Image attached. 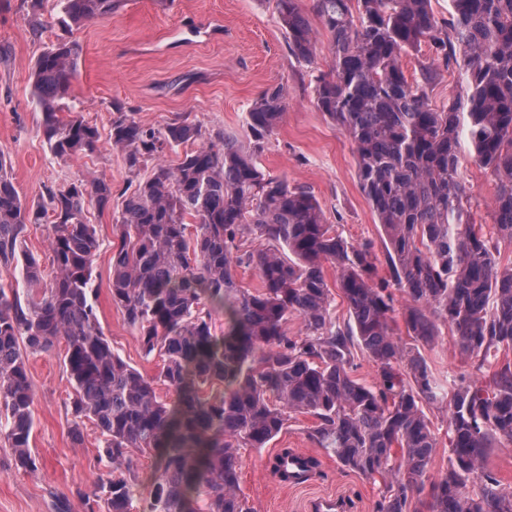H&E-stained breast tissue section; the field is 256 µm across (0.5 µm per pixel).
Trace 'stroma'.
Listing matches in <instances>:
<instances>
[{
    "label": "stroma",
    "instance_id": "obj_1",
    "mask_svg": "<svg viewBox=\"0 0 512 512\" xmlns=\"http://www.w3.org/2000/svg\"><path fill=\"white\" fill-rule=\"evenodd\" d=\"M23 0H0V150L11 165L13 183L28 205H36L44 186L103 178L120 193L129 174L123 156L102 143L92 157L59 158L50 150L43 115L28 80L40 51L63 38L80 51L71 97L86 121L108 136L114 107L148 128H160L181 114L200 121L208 133L245 136L246 112L267 87H283L288 108L283 121L258 155L266 172L308 187L328 223L350 242H370L380 275H387L384 231L358 186L355 150L314 103V79L333 65L332 39L311 18L315 47L311 62L288 47L276 0H119L112 15L72 28L59 23L58 0H44L43 27L32 33L23 19ZM465 205L485 233L493 231L492 201L497 180L473 163L462 169ZM113 207L89 206L97 229L98 318L121 357L148 375H157L160 357H145L137 332L125 322L110 295ZM433 346L421 347L431 372L448 381L460 372L475 374L477 358L461 354L449 326H441ZM62 346L29 356L35 393L31 447L40 465L27 473L14 466L12 450L0 442V512H52V499L67 496L73 512H84V495L106 476L98 456L102 445L92 423L82 427L81 443L71 436L67 403L72 392ZM315 420L293 416L272 447L241 451L240 488L254 512H306L310 498L335 494L349 512H376L383 484L341 466L308 437ZM301 448L319 462L310 483L287 489L274 474L272 448Z\"/></svg>",
    "mask_w": 512,
    "mask_h": 512
}]
</instances>
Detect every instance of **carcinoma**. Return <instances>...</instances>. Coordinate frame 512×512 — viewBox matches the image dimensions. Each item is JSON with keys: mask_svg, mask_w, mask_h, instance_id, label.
<instances>
[{"mask_svg": "<svg viewBox=\"0 0 512 512\" xmlns=\"http://www.w3.org/2000/svg\"><path fill=\"white\" fill-rule=\"evenodd\" d=\"M449 2L441 23L431 0H311L334 47L331 72L314 80L315 103L355 147L361 191L385 234L388 279L372 243L348 242L307 187L258 166L287 110L282 87L253 100L246 146L220 132L204 136L187 115L156 130L118 112L109 141L134 182L115 218L111 297L144 355L162 358L153 377L120 356L97 315L99 239L85 209L109 206L112 184H54L29 207L0 151V266L19 269L26 286L0 283V440L17 469L34 473L39 464L27 355L62 341L72 432L80 438L90 420L103 437L107 475L86 512H134L136 452L156 466L142 512H254L240 491V450L265 447L297 413L317 419L309 438L344 467L384 479L377 512H512V492L484 468L491 449L512 444V361L485 366L512 349V267L497 257L500 241L512 242V0ZM41 3L27 4L35 33ZM116 3L64 0L61 23L105 19ZM277 9L293 54L312 61L300 0H277ZM424 44L430 61L410 81L403 57ZM78 59L62 39L31 74L59 157L101 148L98 129L69 103ZM455 68L460 96L433 106L428 89ZM463 138L473 163L498 180L494 236L462 204ZM189 141L197 147L177 165L161 160L165 148ZM44 222L53 229L48 268L22 247L27 225ZM249 240L258 246L247 248ZM325 263L347 302L343 325L330 317ZM249 268L260 280L254 290L237 278ZM393 288L406 298L409 343L394 333ZM291 316L304 335L287 334ZM441 322L462 354L480 357L487 381L455 377L449 394L432 375L419 346L436 341ZM359 354L378 369L373 386L353 376ZM447 397L448 472L412 510L436 449L423 405Z\"/></svg>", "mask_w": 512, "mask_h": 512, "instance_id": "obj_1", "label": "carcinoma"}]
</instances>
